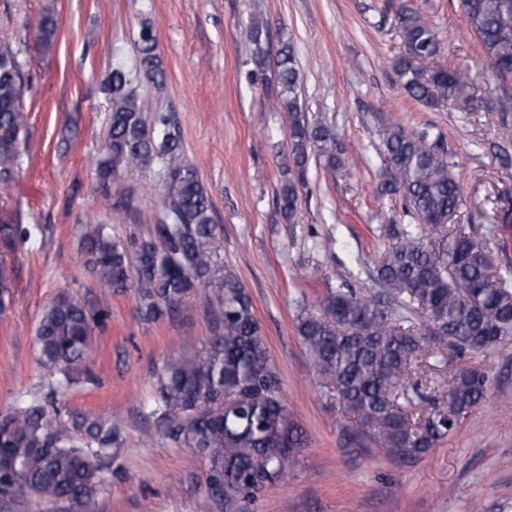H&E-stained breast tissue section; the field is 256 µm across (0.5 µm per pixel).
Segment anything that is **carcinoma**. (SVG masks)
<instances>
[{
  "mask_svg": "<svg viewBox=\"0 0 512 512\" xmlns=\"http://www.w3.org/2000/svg\"><path fill=\"white\" fill-rule=\"evenodd\" d=\"M475 35L473 53L501 86L492 108L500 113L498 152L512 145V0H461ZM401 51L392 67L409 97L435 108L443 97L467 100L468 73L448 66L424 17L406 4L396 10ZM56 20L44 16L36 42L49 51ZM266 23L252 19L249 38L259 68L266 64ZM137 68L161 87L166 72L149 24L136 40ZM280 110L288 124V167L277 197L284 220L295 223L299 186L311 159L328 171L343 169L350 154L331 123L308 118L299 103V67L293 45L280 41L274 61ZM133 76L112 68L100 85L110 105L108 129L96 161L106 188L131 171L158 168L163 207L147 235L118 233L117 225L90 220L79 245L95 280L116 291L136 289L147 320L170 316L200 288L213 292L218 311L202 349L182 347L156 372V432L208 461L209 496L226 512L252 502L288 475L302 439L285 406L280 381L250 295L224 270V233L198 168L183 159L179 125L170 112L139 96ZM30 79L21 50L0 41V190L14 181L25 140V94ZM386 157L380 196L400 195L412 223L397 233L371 278L388 299L361 293L347 282L322 298L298 303V336L338 403L355 417V439L385 455L422 456L450 436L485 399L489 379L470 363L512 337V262L499 261L498 225L483 242L448 223L462 188L442 135L383 130ZM14 213L0 218V313L12 304L14 268L8 256L29 238ZM109 311L69 294L58 295L37 330L38 362L50 381L69 387L75 365L90 355L93 330ZM54 395H35L20 410L0 413V497L27 493L40 502L91 512L104 475L101 460L123 445L109 420L60 411Z\"/></svg>",
  "mask_w": 512,
  "mask_h": 512,
  "instance_id": "carcinoma-1",
  "label": "carcinoma"
}]
</instances>
